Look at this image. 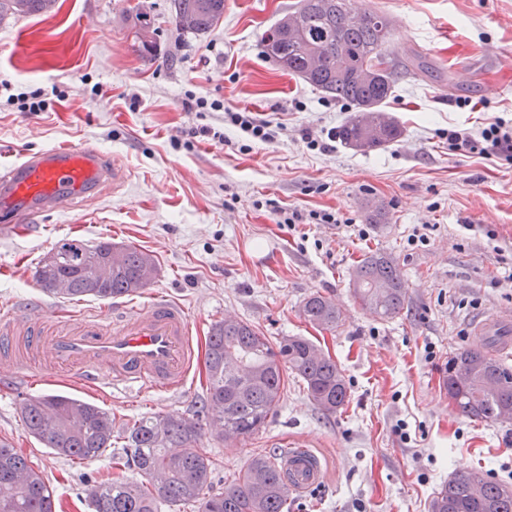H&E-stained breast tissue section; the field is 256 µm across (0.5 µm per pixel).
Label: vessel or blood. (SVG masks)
<instances>
[{"label": "vessel or blood", "mask_w": 512, "mask_h": 512, "mask_svg": "<svg viewBox=\"0 0 512 512\" xmlns=\"http://www.w3.org/2000/svg\"><path fill=\"white\" fill-rule=\"evenodd\" d=\"M124 179L121 165L88 144L24 154L0 167V234L28 229L45 213L101 196ZM474 329L481 336L510 335L512 314L481 316ZM196 359L187 310L164 295L153 296L148 309L127 305L109 318L66 314L41 301L0 315V363L18 374L36 360L95 390L108 381L169 393L183 387ZM280 461L288 470L289 494L308 493L324 479L320 460L306 445H292Z\"/></svg>", "instance_id": "1"}]
</instances>
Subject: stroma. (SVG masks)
Returning <instances> with one entry per match:
<instances>
[{"label":"stroma","mask_w":512,"mask_h":512,"mask_svg":"<svg viewBox=\"0 0 512 512\" xmlns=\"http://www.w3.org/2000/svg\"><path fill=\"white\" fill-rule=\"evenodd\" d=\"M293 2L226 0L223 21L201 36L177 30L167 0H58L52 15L0 25V165L22 152L89 143L128 171L116 190L0 238V312L43 298L64 311L110 314V299L44 295L37 263L66 239L144 250L158 273L134 302L147 305L155 293L180 301L201 341L227 316L274 341L309 337L349 388L347 405L327 414L292 374L257 435L226 441L204 431L198 445L215 463L212 492L255 455L295 441L321 457L324 481L289 497L288 512H429L449 475L470 469L512 484V422L458 415L444 387L458 348H490L469 325L512 310V164L448 148L449 130L512 120V0H351L354 10L390 18V50L429 66L401 75L387 104L402 137L368 153L338 143L313 150L303 139L307 129L335 131L348 107L266 57L263 37ZM139 4L155 31L151 57L133 46ZM461 69L469 73L463 85L455 81ZM36 89L45 108L22 111L20 94ZM228 108L283 124L279 142L242 149L239 131L224 122ZM200 124L222 129L224 142H180ZM274 202L345 221L282 226ZM375 205L386 213L379 224L367 220ZM376 250L395 258L408 292L390 321L363 309L349 288L356 263ZM314 293L340 309L335 329L301 317ZM205 391L199 363L177 395L106 387L84 398L122 424L193 417ZM75 392L73 380L39 364L27 380L0 382V438L30 452L60 512H94L97 483L140 479L112 465L121 439L100 458L71 461L29 437L17 408L32 396Z\"/></svg>","instance_id":"obj_1"}]
</instances>
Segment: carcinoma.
<instances>
[{
	"label": "carcinoma",
	"mask_w": 512,
	"mask_h": 512,
	"mask_svg": "<svg viewBox=\"0 0 512 512\" xmlns=\"http://www.w3.org/2000/svg\"><path fill=\"white\" fill-rule=\"evenodd\" d=\"M349 0H297L268 30L264 53L280 69L328 97L345 103L350 115L337 127L344 146L363 153L402 135L384 112L401 70L424 68L416 57L391 56L390 21L376 12L357 14ZM56 0H0V23L43 15ZM225 0H170L175 25L184 33L214 30L224 18ZM134 46L151 49L150 23L135 26ZM119 265L102 275L110 253ZM156 275L154 257L110 241L93 246L77 240L54 247L35 271L44 292L69 299L112 298L148 287ZM352 288L362 307L382 320L396 317L407 303V289L396 261L381 251L357 263ZM305 321L336 327L340 311L330 299L312 294L301 306ZM206 397L195 420L172 415L143 417L116 427L97 404L63 394L24 401L25 432L55 454L73 460L99 458L118 434L124 439L116 460L131 459L144 482L107 480L94 487L95 512H159L157 503L199 504L198 512H285L288 491L276 467L277 453L251 459L235 482L218 495L206 494L213 470L196 447L205 425L225 439H249L265 427L279 402L290 370L308 396L327 414L349 400L344 375L330 354L302 336L272 342L247 322L224 319L211 325L206 343ZM456 411L482 421L503 422L512 415V367L488 351L462 348L448 361L445 379ZM0 512H57L53 488L30 456L0 440ZM430 512H512V487L481 470L448 477L431 501Z\"/></svg>",
	"instance_id": "obj_1"
}]
</instances>
